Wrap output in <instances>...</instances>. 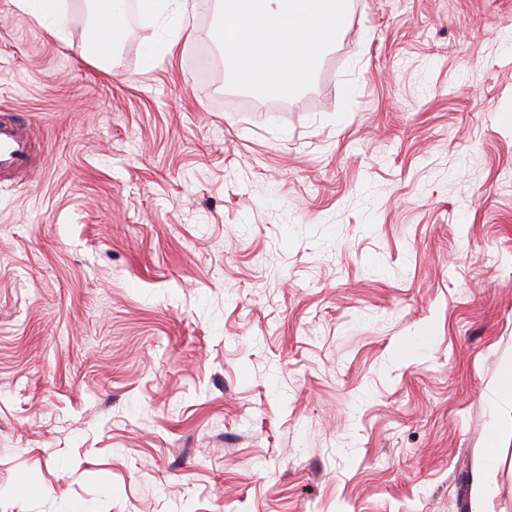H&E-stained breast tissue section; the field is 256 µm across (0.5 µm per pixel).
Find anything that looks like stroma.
<instances>
[{"mask_svg":"<svg viewBox=\"0 0 512 512\" xmlns=\"http://www.w3.org/2000/svg\"><path fill=\"white\" fill-rule=\"evenodd\" d=\"M0 0V512H512V0H351L308 89ZM102 2L104 0H96L98 18L95 25L88 27L82 32V39L85 43L94 41L96 43L87 44V54L98 56L100 48L102 54L99 55L100 63L103 66L112 68V55L116 41V35L120 28L123 8L120 6L119 0H109L108 9H104ZM0 114V177L28 171L36 163L30 123L6 120Z\"/></svg>","mask_w":512,"mask_h":512,"instance_id":"obj_1","label":"stroma"}]
</instances>
